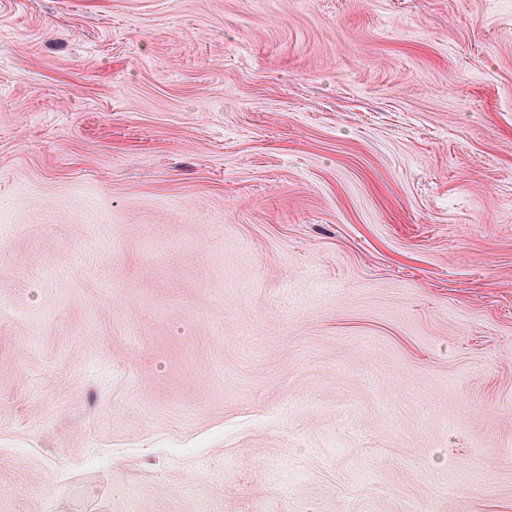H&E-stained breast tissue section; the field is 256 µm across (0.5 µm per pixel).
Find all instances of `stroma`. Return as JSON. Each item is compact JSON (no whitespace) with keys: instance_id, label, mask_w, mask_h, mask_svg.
Here are the masks:
<instances>
[{"instance_id":"1","label":"stroma","mask_w":512,"mask_h":512,"mask_svg":"<svg viewBox=\"0 0 512 512\" xmlns=\"http://www.w3.org/2000/svg\"><path fill=\"white\" fill-rule=\"evenodd\" d=\"M0 512H512V0H0Z\"/></svg>"}]
</instances>
